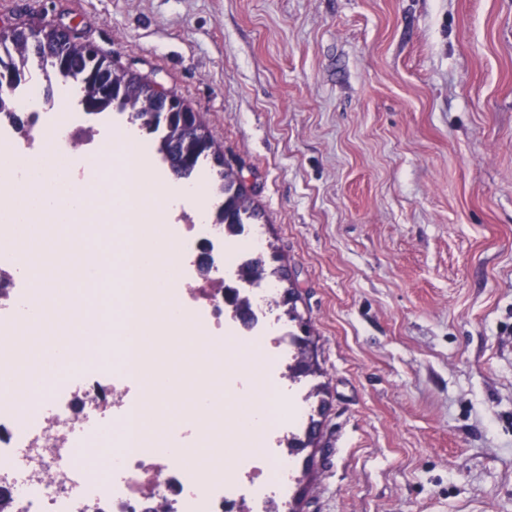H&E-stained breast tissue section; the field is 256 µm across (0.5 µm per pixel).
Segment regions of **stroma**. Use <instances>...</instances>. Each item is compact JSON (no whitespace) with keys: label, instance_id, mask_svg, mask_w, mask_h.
Instances as JSON below:
<instances>
[{"label":"stroma","instance_id":"1","mask_svg":"<svg viewBox=\"0 0 512 512\" xmlns=\"http://www.w3.org/2000/svg\"><path fill=\"white\" fill-rule=\"evenodd\" d=\"M242 174L321 407L292 512H512V0H0ZM218 404L249 409L269 362Z\"/></svg>","mask_w":512,"mask_h":512}]
</instances>
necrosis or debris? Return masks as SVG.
<instances>
[{"instance_id":"necrosis-or-debris-1","label":"necrosis or debris","mask_w":512,"mask_h":512,"mask_svg":"<svg viewBox=\"0 0 512 512\" xmlns=\"http://www.w3.org/2000/svg\"><path fill=\"white\" fill-rule=\"evenodd\" d=\"M53 77L27 78L9 94L13 117L0 113V336L15 339L41 325L39 309L51 307L54 318L68 314L66 287L52 279L27 276L29 237L15 221L16 207L33 209L54 176L31 170L33 158L57 152L79 167L89 187L111 181L112 168L101 161L104 143L121 144L125 127L108 128L99 139L84 126L81 112H48ZM110 210L108 224H74L70 247L78 248V264L101 246L114 261L129 258L136 237L166 230L173 239L170 260L176 274L162 297L144 291L137 303L113 291L102 300L89 299L83 318L99 339L94 352L84 340L70 350L85 367L78 376L43 372L41 380L20 393L0 389V487L8 490V512H288L295 479L296 454L288 448L300 436L308 415L304 392L286 391L283 369L295 347L291 329L276 320L263 297L252 300L247 321L234 315L239 295L225 268L237 269L255 259L261 242L249 224H222L216 208L204 213L183 208L175 223L143 224L131 229L119 194L97 197ZM176 309L191 323L192 335L182 344L193 357L183 368L193 386L180 395L193 423V442L158 427L165 447L152 446L147 436H134L135 419L147 413L140 392L143 372L159 371L144 337L131 333L133 324ZM260 341L274 369L270 394L261 405L264 415L263 453L229 460L223 474L211 475L197 460L198 451L224 456L217 430L237 431L239 416L214 414L207 400L213 372L223 368L224 383L235 390L247 386L234 368L239 345ZM210 347L208 358L195 356L199 343Z\"/></svg>"}]
</instances>
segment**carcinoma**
<instances>
[{
  "mask_svg": "<svg viewBox=\"0 0 512 512\" xmlns=\"http://www.w3.org/2000/svg\"><path fill=\"white\" fill-rule=\"evenodd\" d=\"M32 58L51 65L60 80L72 79L79 84L80 103L85 112L96 114L115 105L118 111L127 113L131 123L139 124L144 133L163 131L160 151L179 178L187 180L201 163L209 164L213 187L223 198L219 208L224 223L254 224L263 218L243 191L240 177L224 170L221 149L210 137L200 118H195V133L191 136L182 131L181 116L177 112L169 114L167 124L160 119L151 120L157 98L146 84L124 71L108 69L115 91L104 92L92 77L93 72L101 69L102 61L82 43H66L59 48L54 35H47L44 41L37 40L25 29H15L11 34L0 37V68L19 76L17 82H22Z\"/></svg>",
  "mask_w": 512,
  "mask_h": 512,
  "instance_id": "carcinoma-1",
  "label": "carcinoma"
}]
</instances>
